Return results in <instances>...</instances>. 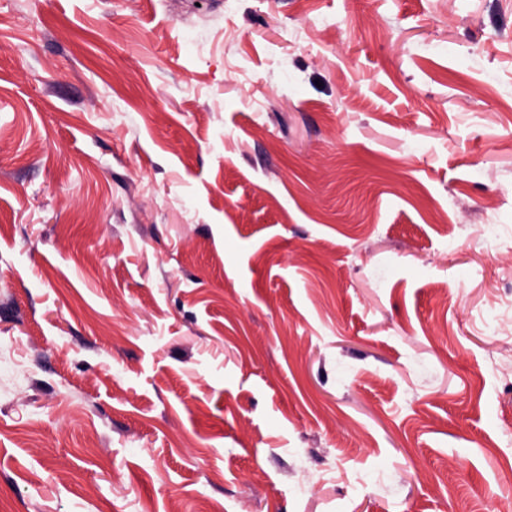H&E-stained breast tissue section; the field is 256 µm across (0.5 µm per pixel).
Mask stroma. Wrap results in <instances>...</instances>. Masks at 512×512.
<instances>
[{"label": "stroma", "instance_id": "35a3bbf8", "mask_svg": "<svg viewBox=\"0 0 512 512\" xmlns=\"http://www.w3.org/2000/svg\"><path fill=\"white\" fill-rule=\"evenodd\" d=\"M0 512H512V0H0Z\"/></svg>", "mask_w": 512, "mask_h": 512}]
</instances>
